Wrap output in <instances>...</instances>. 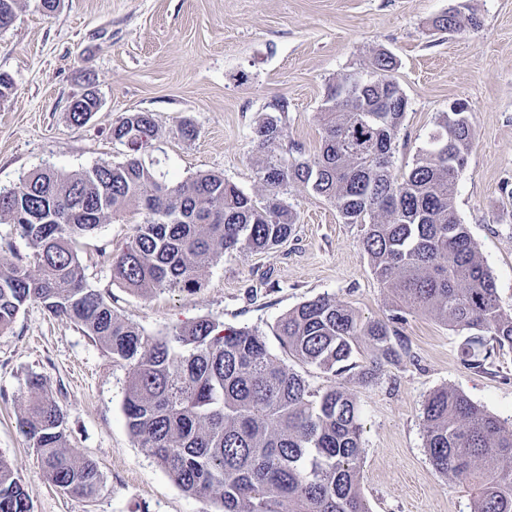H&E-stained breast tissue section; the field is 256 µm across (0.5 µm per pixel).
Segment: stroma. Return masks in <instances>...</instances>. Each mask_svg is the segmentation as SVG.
<instances>
[{
	"label": "stroma",
	"mask_w": 512,
	"mask_h": 512,
	"mask_svg": "<svg viewBox=\"0 0 512 512\" xmlns=\"http://www.w3.org/2000/svg\"><path fill=\"white\" fill-rule=\"evenodd\" d=\"M449 11L477 23L435 30L434 18ZM379 50L395 56L394 76L409 100L397 168L411 167L453 102L469 104L473 146L453 205L511 313L512 0H61L49 16L37 0H24L14 24L0 30V75L13 83L0 100V189L37 169L71 174L123 161L113 125L148 112L157 130L152 154L173 181L211 171L255 194L254 129L271 104L288 100L285 134L317 153L316 115L329 85ZM90 86L100 109L87 124H73L70 104ZM186 123L193 138L181 133ZM283 199L297 215L288 241L224 253L201 288L142 296L113 282L95 247H120L138 221L132 214L82 241L88 283L143 335L199 318L253 328L313 385L329 384L327 374L286 358L274 335L278 319L323 295L347 302L365 321L389 317L397 304L370 271L362 225L345 223L334 203L308 187L291 186ZM401 332L397 359L372 378L344 381L361 412V491L372 512H471L462 485L429 461L422 403L436 389L454 388L511 421L512 350L477 372L461 362L467 334L432 314L407 313ZM34 375L46 379L65 414L69 448L97 465L93 497L55 487L20 432ZM128 376V366L41 303L25 305L0 333V457L21 479L33 512H213V502L183 493L137 447L124 413Z\"/></svg>",
	"instance_id": "stroma-1"
}]
</instances>
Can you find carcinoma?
I'll list each match as a JSON object with an SVG mask.
<instances>
[{"label": "carcinoma", "mask_w": 512, "mask_h": 512, "mask_svg": "<svg viewBox=\"0 0 512 512\" xmlns=\"http://www.w3.org/2000/svg\"><path fill=\"white\" fill-rule=\"evenodd\" d=\"M19 0H0V29L13 25ZM396 60L380 51L360 84L329 87L318 113L319 153L284 143L280 120L264 118L256 135L259 193L248 195L221 174L199 172L171 182L149 159L152 115L133 112L112 127L127 148L119 163L81 172L31 173L0 191V223L11 224L32 252L12 242L0 256V332L23 306L39 301L80 327L112 359L130 367L124 410L138 447L183 492L216 500L218 512H370L360 488L363 428L352 394L332 381L313 387L278 360L262 333L201 318L162 338L146 337L87 285L81 239L104 223L138 214L123 246L98 248L112 279L130 290L200 287L203 272L224 252L262 251L292 233L294 214L282 195L299 184L333 201L347 224L366 226L371 271L403 312L424 310L472 338L468 369H485L492 350L512 348V313L466 225L453 208L459 173L474 138L467 112H444L412 166H394L393 144L408 100L393 78ZM95 91L72 101L69 119L85 124L99 111ZM405 317L361 320L352 308L319 296L285 313L274 336L288 355L332 377L359 369L367 379L398 355ZM372 357L356 361L361 344ZM486 347L479 356L470 345ZM19 427L43 472L62 491L91 498L96 465L65 445V416L43 379L28 381ZM421 421L434 468L466 485L473 512H512V424L464 393L428 395ZM0 512H32L29 497L0 458Z\"/></svg>", "instance_id": "obj_1"}]
</instances>
